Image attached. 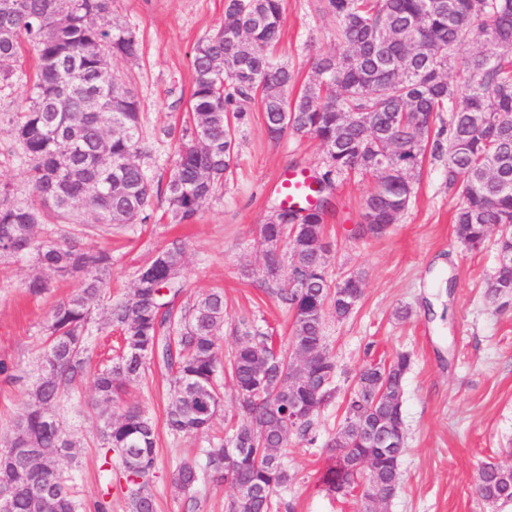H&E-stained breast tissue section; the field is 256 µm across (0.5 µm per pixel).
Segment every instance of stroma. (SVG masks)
<instances>
[{
	"label": "stroma",
	"mask_w": 512,
	"mask_h": 512,
	"mask_svg": "<svg viewBox=\"0 0 512 512\" xmlns=\"http://www.w3.org/2000/svg\"><path fill=\"white\" fill-rule=\"evenodd\" d=\"M224 7L225 0H112L109 22L132 28L140 43L136 60L114 59L112 70L118 84L140 101L143 162L153 181H166L174 167L193 85V49L223 23ZM335 29L322 0H283L274 55L294 71L297 85L313 80V59L333 50ZM34 70L35 56L26 53L12 82L0 84L1 115L24 109ZM321 155L309 137L270 139L255 111L236 132L232 176L195 223H174L157 198L149 223L90 231L87 243L111 253L112 269L107 300L91 314L89 372L107 364L119 343V329L107 322V301L129 293L137 269L174 239L186 245L183 302L212 289L224 292L222 358L234 351L244 321L288 349L292 312L278 296L285 281L265 276L260 228L277 204L275 187L287 171L316 170ZM0 183L10 184L17 199H27L26 166L4 133ZM373 186V179L354 177L337 182L331 196L324 239L330 279L337 283L360 275L364 293L349 316L326 314L324 334L338 366L339 389L315 422L316 443L295 438L288 445L284 464L291 480L279 492L280 512H358L355 497L324 490L323 445L343 423L346 397L361 368L399 352L411 357L402 407L406 445L402 484L383 512H506L474 489L482 465L512 466V302L487 296L498 263L497 236L489 234L477 251L458 241L453 213L459 198L449 192L440 161L426 163L395 224L379 235L359 233ZM39 273L33 258L0 255V361L11 367L10 376L0 375V440L25 410L52 307L78 286L75 277L55 276L47 293L31 294L26 284ZM172 388L170 373L152 364L115 403L119 409L139 406L156 427L157 464L150 477L156 512H228L234 495L229 484L203 480L184 492L170 482L176 464L206 446L204 439L168 430ZM92 396L87 379L59 406V416L81 445L64 470L81 512H94L106 487L112 490L111 512H127L126 486L111 483L100 466L101 422Z\"/></svg>",
	"instance_id": "1"
}]
</instances>
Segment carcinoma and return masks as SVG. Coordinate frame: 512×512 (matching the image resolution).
Here are the masks:
<instances>
[{
	"instance_id": "obj_1",
	"label": "carcinoma",
	"mask_w": 512,
	"mask_h": 512,
	"mask_svg": "<svg viewBox=\"0 0 512 512\" xmlns=\"http://www.w3.org/2000/svg\"><path fill=\"white\" fill-rule=\"evenodd\" d=\"M325 8L336 18V50L316 60V78L292 95L294 74L271 54L280 38L282 0H227L224 24L194 48L183 129L188 142L165 186L157 187L141 164L139 100L115 81L110 66L114 57L138 55L136 32L98 23L111 13L112 0H0V82L16 73L25 48L37 59L29 105L5 128L27 163L32 200L17 202L9 186L0 185V255L31 251L43 270L80 278V287L51 310L29 402L5 438L8 453L36 449L0 473L14 491V512H76L61 463L77 442L55 408L85 378L87 326L112 268L110 252L76 237L35 239L40 208L65 218L81 207L110 229L146 222L152 199L160 197L177 222L192 224L231 172L235 130L248 121L253 104L271 138L311 135L323 150L321 169L308 185L315 205L298 222L291 216L261 227L263 240H288L287 278L306 282L278 291L293 312L288 363L269 337L245 322L241 342L228 362L221 361L224 294L209 291L181 306L185 245L179 240L139 268L132 291L109 304L122 351L95 375V404L102 468L109 470L117 456L130 490L129 512H155L149 487L155 426L141 408L117 412L112 404L149 361L174 374L166 411L172 434L209 435L221 404L220 368L232 380L243 416L230 436L208 441L203 461L177 464L172 485L188 490L205 478L228 479L242 488L229 512H279L276 493L290 481L282 461L290 438L307 437L314 417L336 395L326 309L344 318L363 295L360 276L334 285L326 272V193L339 178L376 177L364 219L383 232L408 208L431 157L445 162L448 190L461 199L454 224L465 247L480 249L493 224L512 225V0H325ZM475 32L481 40L455 60ZM496 279L499 288L488 297L512 296V265L498 264ZM287 364L306 369L308 387L287 384ZM409 366V354L401 352L364 367L342 427L325 444L329 492L355 487L359 463L374 462L360 512H379L401 483L400 457L386 448L402 421ZM297 402L312 412L290 423L288 408ZM230 441L240 452L227 462ZM475 489L494 504L512 502V467L483 465Z\"/></svg>"
}]
</instances>
